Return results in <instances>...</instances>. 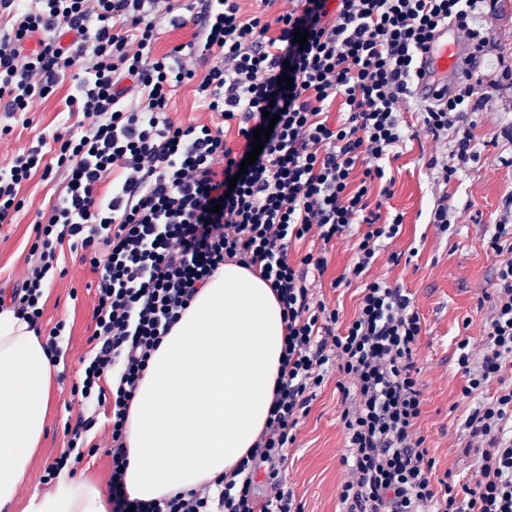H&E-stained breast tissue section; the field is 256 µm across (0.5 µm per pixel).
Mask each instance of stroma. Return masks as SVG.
I'll list each match as a JSON object with an SVG mask.
<instances>
[{
  "mask_svg": "<svg viewBox=\"0 0 512 512\" xmlns=\"http://www.w3.org/2000/svg\"><path fill=\"white\" fill-rule=\"evenodd\" d=\"M497 32L494 58L481 61L483 72L496 66L508 69L498 88L487 89L484 108L470 114L469 122L480 156L462 169L448 184L434 180L427 162L435 150L424 130L419 113L404 116L407 136L391 160L388 172L395 179L392 196L381 209L382 221L401 217V233L390 247L381 248L371 277L385 279L402 288L411 298L423 323L416 349L418 380L425 406L417 430L437 463L438 472L456 477L470 476L477 457L463 454L466 442L464 420L476 400H491L500 388L491 382L479 399L463 397L464 372L457 365L458 345L468 341L473 358L485 351L491 304L484 298L496 283L499 260L486 249L494 224L504 216V204L512 196V141L503 131L512 126V0H498L492 18ZM77 94V83L65 76L54 91L31 113L29 124H15L0 142V160L27 151L39 136L65 132L69 101ZM175 123L188 125L218 123V116L205 111L195 83L175 88L166 107ZM63 186L61 172L49 178L33 177L19 192L20 209L10 223L0 225V289L21 283L31 266L29 246L41 213L47 212ZM448 206L456 231L440 236L429 217L438 202ZM365 225H355L350 235L322 244L315 237L293 243L288 255L296 259L310 249L325 248L328 266L323 275L309 278L316 301L339 309L351 317L358 303L359 283L343 284L339 278L355 262V244ZM400 253L399 263L388 260L390 252ZM97 276L88 263L61 247L58 271L44 294L43 314L37 323L41 336H48L58 322H65L60 341L59 371L53 380V398L45 433L36 449L28 477L18 492L13 512H22L34 491L43 490L44 469L68 444L66 426L78 416L94 417L95 426L86 433L90 452L73 470L78 478L109 481L111 405H84L71 394L89 356L93 330L92 313L97 303ZM336 376H328L317 389L306 417L300 419L295 441L283 451L282 468L286 490L291 491L302 512H341L339 491L347 477L342 463L348 438L341 419L344 399L336 387Z\"/></svg>",
  "mask_w": 512,
  "mask_h": 512,
  "instance_id": "1",
  "label": "stroma"
}]
</instances>
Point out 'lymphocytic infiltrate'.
I'll list each match as a JSON object with an SVG mask.
<instances>
[{
    "label": "lymphocytic infiltrate",
    "mask_w": 512,
    "mask_h": 512,
    "mask_svg": "<svg viewBox=\"0 0 512 512\" xmlns=\"http://www.w3.org/2000/svg\"><path fill=\"white\" fill-rule=\"evenodd\" d=\"M198 3L187 18L174 0H0L9 21L0 28V133L26 121L72 70V102L88 121L0 163V223L18 211L23 182L62 168L64 186L30 246L35 264L11 303L37 323L64 245L98 276L92 354L72 394L112 403V512H300L284 489L279 451L294 442L332 370L337 387L354 388L342 412L351 458L340 491L346 512H512V384L478 401L465 420L464 450L480 459L468 482L437 475L416 430L424 408L415 362L420 316L401 289L367 276L380 241L400 232V218L381 223L380 208L392 194L383 163L405 139L403 114L421 111L436 146L450 148L453 165L429 160L442 182L477 157L465 121L483 104V77L465 71L423 106L413 85L423 75L421 54L443 26L465 31L468 59L495 51L496 0H297L271 20L260 11L243 16L239 0ZM189 22L197 27L193 43L155 54L159 30ZM298 30L306 43L295 42ZM284 75L291 88L279 87ZM192 81L207 111L237 122L242 151L227 147L222 130L166 117L171 91ZM131 90L140 108L129 112L122 100ZM336 101L341 112L332 122L327 109ZM272 114L277 123H269ZM267 126L268 141L246 164L254 131ZM117 169L122 181L98 195ZM356 224L366 230L342 279L365 285L344 322L338 310L314 303L306 284L309 271H325V252L293 262L288 247L312 235L331 242ZM487 247L501 262L486 350L476 366L469 351L458 358L467 398L512 367V222L496 224ZM227 262L259 271L284 311L267 426L234 474L158 501L133 500L123 472L130 403L152 353ZM113 370L120 383L108 394L99 381ZM261 472L270 485L262 500Z\"/></svg>",
    "instance_id": "f902f5d3"
}]
</instances>
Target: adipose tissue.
Wrapping results in <instances>:
<instances>
[{
  "instance_id": "ef3b65f1",
  "label": "adipose tissue",
  "mask_w": 512,
  "mask_h": 512,
  "mask_svg": "<svg viewBox=\"0 0 512 512\" xmlns=\"http://www.w3.org/2000/svg\"><path fill=\"white\" fill-rule=\"evenodd\" d=\"M283 309L253 270L225 263L155 351L127 420L131 497L160 500L231 472L263 433L280 375ZM57 370L42 336L0 307V512H11L45 432ZM23 512H109L62 469Z\"/></svg>"
}]
</instances>
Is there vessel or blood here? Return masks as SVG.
<instances>
[{
    "label": "vessel or blood",
    "mask_w": 512,
    "mask_h": 512,
    "mask_svg": "<svg viewBox=\"0 0 512 512\" xmlns=\"http://www.w3.org/2000/svg\"><path fill=\"white\" fill-rule=\"evenodd\" d=\"M466 39L458 29L441 31L434 44L424 55L426 76L416 88L420 99H431L438 87L447 85L450 76L465 69L461 47Z\"/></svg>",
    "instance_id": "1"
}]
</instances>
